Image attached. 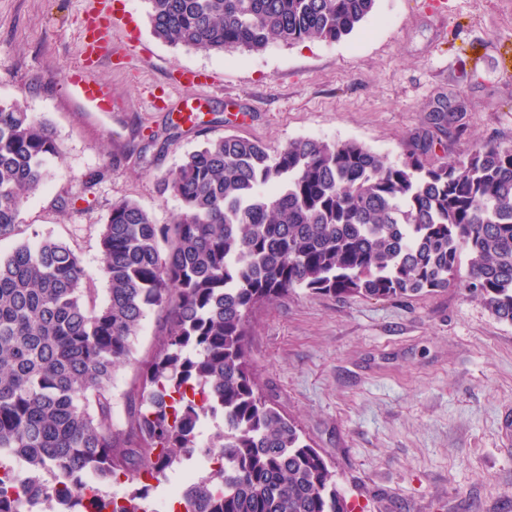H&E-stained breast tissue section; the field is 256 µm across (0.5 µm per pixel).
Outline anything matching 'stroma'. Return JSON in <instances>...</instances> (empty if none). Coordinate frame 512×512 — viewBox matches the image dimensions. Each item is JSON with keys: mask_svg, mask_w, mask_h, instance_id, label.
<instances>
[{"mask_svg": "<svg viewBox=\"0 0 512 512\" xmlns=\"http://www.w3.org/2000/svg\"><path fill=\"white\" fill-rule=\"evenodd\" d=\"M86 0H0V102L48 120L62 145L52 179L22 206L0 254L50 236L76 249L98 293V227L132 198L169 223L180 202L161 177L205 139L226 134L277 150L300 138L355 140L401 163L443 94L468 106L462 135L512 147V0H376L339 41L272 42L260 53H204L156 38L147 0H112V35L138 42L132 59L103 60L111 113L70 100ZM205 71L213 85L177 83ZM193 125L170 133L180 114ZM159 143L134 153L142 138ZM108 168L107 177L90 176ZM75 196L69 213L57 196ZM248 354L263 389L335 463L352 512H512V325L458 287L408 299L290 292L251 318Z\"/></svg>", "mask_w": 512, "mask_h": 512, "instance_id": "obj_1", "label": "stroma"}]
</instances>
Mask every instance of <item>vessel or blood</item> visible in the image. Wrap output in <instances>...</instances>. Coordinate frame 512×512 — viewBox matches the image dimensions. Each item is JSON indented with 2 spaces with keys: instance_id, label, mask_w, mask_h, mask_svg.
<instances>
[{
  "instance_id": "1",
  "label": "vessel or blood",
  "mask_w": 512,
  "mask_h": 512,
  "mask_svg": "<svg viewBox=\"0 0 512 512\" xmlns=\"http://www.w3.org/2000/svg\"><path fill=\"white\" fill-rule=\"evenodd\" d=\"M112 53L111 0H93L83 29L81 57L64 73L67 87L88 111L112 110V91L96 75L98 64Z\"/></svg>"
}]
</instances>
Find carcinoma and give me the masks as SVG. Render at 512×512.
I'll use <instances>...</instances> for the list:
<instances>
[{"mask_svg": "<svg viewBox=\"0 0 512 512\" xmlns=\"http://www.w3.org/2000/svg\"><path fill=\"white\" fill-rule=\"evenodd\" d=\"M376 0H148L154 36L206 53L272 41H338ZM430 109L397 165L357 141L299 139L280 150L235 134L209 139L162 180L181 202L168 224L133 199L99 232L107 296L70 245L44 238L0 256V512H18L11 458L60 512H151L137 487L210 447L221 467L184 494L187 512H349L334 463L262 388L247 351L251 317L296 289L409 298L451 285L512 325V147L477 144L434 164L438 135L462 126ZM62 154L53 127L0 103V240ZM153 345L117 405L114 374L147 313ZM122 497L79 490L84 475Z\"/></svg>", "mask_w": 512, "mask_h": 512, "instance_id": "obj_1", "label": "carcinoma"}]
</instances>
